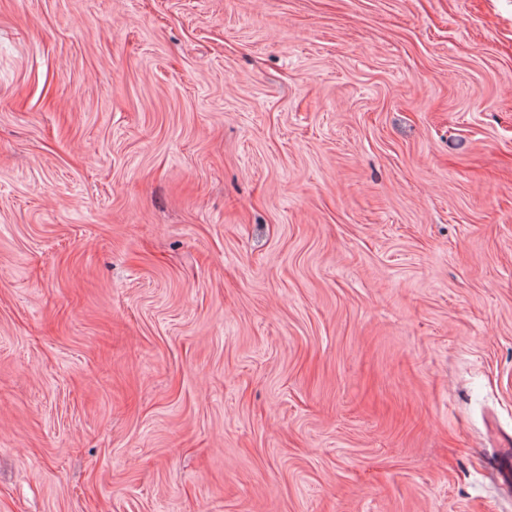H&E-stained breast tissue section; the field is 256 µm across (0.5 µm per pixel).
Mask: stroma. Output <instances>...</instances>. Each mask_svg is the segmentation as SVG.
<instances>
[{
    "mask_svg": "<svg viewBox=\"0 0 512 512\" xmlns=\"http://www.w3.org/2000/svg\"><path fill=\"white\" fill-rule=\"evenodd\" d=\"M512 0H0V512H512Z\"/></svg>",
    "mask_w": 512,
    "mask_h": 512,
    "instance_id": "obj_1",
    "label": "stroma"
}]
</instances>
